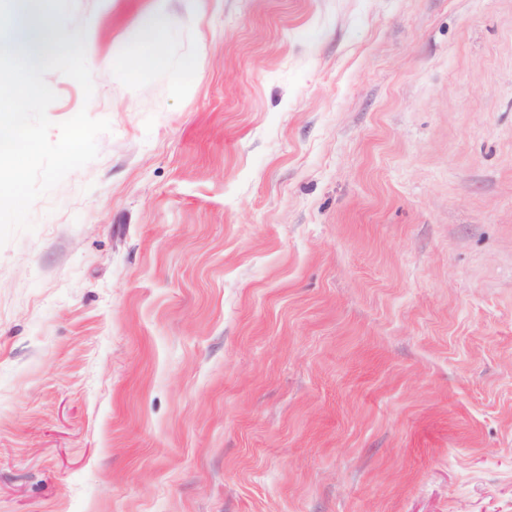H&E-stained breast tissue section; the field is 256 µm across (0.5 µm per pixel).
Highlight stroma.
<instances>
[{
	"label": "stroma",
	"mask_w": 512,
	"mask_h": 512,
	"mask_svg": "<svg viewBox=\"0 0 512 512\" xmlns=\"http://www.w3.org/2000/svg\"><path fill=\"white\" fill-rule=\"evenodd\" d=\"M76 0L98 157L0 247V512H512V0ZM154 7L152 14L143 28L141 47L146 48L158 34L168 25L170 16L164 8L166 0H153Z\"/></svg>",
	"instance_id": "obj_1"
}]
</instances>
